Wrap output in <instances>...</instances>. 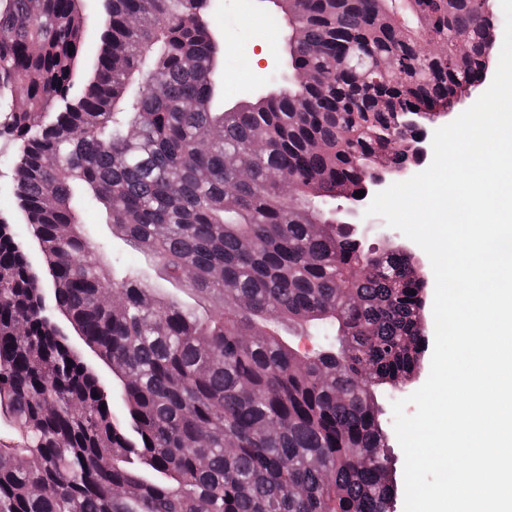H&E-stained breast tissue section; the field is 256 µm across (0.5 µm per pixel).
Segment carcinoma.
<instances>
[{
	"label": "carcinoma",
	"mask_w": 512,
	"mask_h": 512,
	"mask_svg": "<svg viewBox=\"0 0 512 512\" xmlns=\"http://www.w3.org/2000/svg\"><path fill=\"white\" fill-rule=\"evenodd\" d=\"M80 2L0 0L5 165L52 289L0 219V512H396L376 390L420 371L427 283L332 207L478 79L474 0H271L291 72L229 112L208 0H105L86 80ZM93 202L212 308L125 268ZM281 324L328 340L302 353Z\"/></svg>",
	"instance_id": "carcinoma-1"
}]
</instances>
